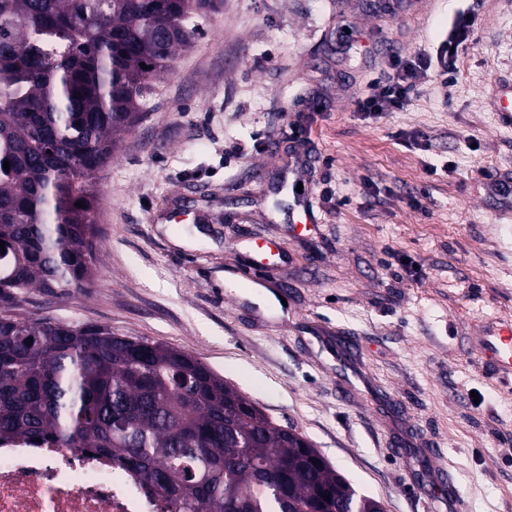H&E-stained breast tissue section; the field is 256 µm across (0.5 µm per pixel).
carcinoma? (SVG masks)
<instances>
[{
	"label": "carcinoma",
	"instance_id": "obj_1",
	"mask_svg": "<svg viewBox=\"0 0 512 512\" xmlns=\"http://www.w3.org/2000/svg\"><path fill=\"white\" fill-rule=\"evenodd\" d=\"M221 5L0 0V445L39 438L106 454L171 512H376L190 355L16 313L32 290L69 294L93 280L94 176L193 45L189 22Z\"/></svg>",
	"mask_w": 512,
	"mask_h": 512
}]
</instances>
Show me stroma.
Masks as SVG:
<instances>
[{"label":"stroma","mask_w":512,"mask_h":512,"mask_svg":"<svg viewBox=\"0 0 512 512\" xmlns=\"http://www.w3.org/2000/svg\"><path fill=\"white\" fill-rule=\"evenodd\" d=\"M467 8L456 71L364 119ZM503 82L512 0H224L96 174L95 282L20 311L188 353L385 512H449L450 480L465 512H512V385L475 358L512 321ZM256 260L272 301L236 274ZM432 66V59L422 56L398 58L384 78L379 92L363 94L357 99V112L365 119H376L384 112L404 107L417 89L419 78Z\"/></svg>","instance_id":"35a3bbf8"}]
</instances>
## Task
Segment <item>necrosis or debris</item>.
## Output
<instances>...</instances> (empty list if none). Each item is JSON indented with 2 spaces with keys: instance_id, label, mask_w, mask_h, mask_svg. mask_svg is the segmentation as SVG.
Listing matches in <instances>:
<instances>
[{
  "instance_id": "1",
  "label": "necrosis or debris",
  "mask_w": 512,
  "mask_h": 512,
  "mask_svg": "<svg viewBox=\"0 0 512 512\" xmlns=\"http://www.w3.org/2000/svg\"><path fill=\"white\" fill-rule=\"evenodd\" d=\"M0 512H168L167 500L101 453L0 447Z\"/></svg>"
}]
</instances>
